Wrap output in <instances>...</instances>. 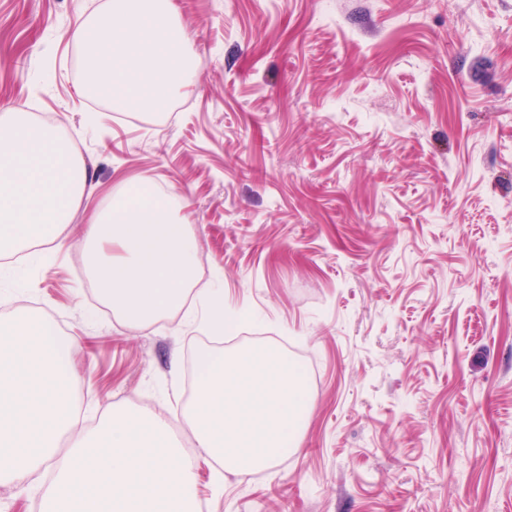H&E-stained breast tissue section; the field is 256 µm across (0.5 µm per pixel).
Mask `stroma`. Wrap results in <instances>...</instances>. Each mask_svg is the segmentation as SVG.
Returning a JSON list of instances; mask_svg holds the SVG:
<instances>
[{"label":"stroma","instance_id":"35a3bbf8","mask_svg":"<svg viewBox=\"0 0 512 512\" xmlns=\"http://www.w3.org/2000/svg\"><path fill=\"white\" fill-rule=\"evenodd\" d=\"M112 0H0V108L42 113L87 188L0 268V318L77 340L81 427L189 405L198 298L130 329L83 228L145 174L183 199L194 281L302 368L300 446L197 470L207 512H512V0H173L199 63L173 117L84 94L73 32ZM44 469L0 482L41 512Z\"/></svg>","mask_w":512,"mask_h":512}]
</instances>
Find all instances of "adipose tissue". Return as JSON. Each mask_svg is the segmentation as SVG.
I'll return each mask as SVG.
<instances>
[{
  "mask_svg": "<svg viewBox=\"0 0 512 512\" xmlns=\"http://www.w3.org/2000/svg\"><path fill=\"white\" fill-rule=\"evenodd\" d=\"M85 181L74 147L55 128L18 108L0 114V258L56 246ZM152 185L141 177L84 229L88 274L131 328L182 308L198 262L176 200L155 196Z\"/></svg>",
  "mask_w": 512,
  "mask_h": 512,
  "instance_id": "1",
  "label": "adipose tissue"
}]
</instances>
